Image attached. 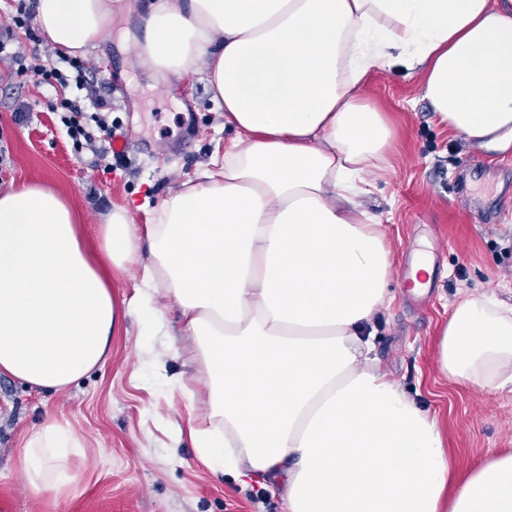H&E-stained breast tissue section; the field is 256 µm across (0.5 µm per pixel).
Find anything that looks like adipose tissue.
Masks as SVG:
<instances>
[{
	"mask_svg": "<svg viewBox=\"0 0 512 512\" xmlns=\"http://www.w3.org/2000/svg\"><path fill=\"white\" fill-rule=\"evenodd\" d=\"M49 44L86 53L111 37L112 0H37ZM136 63L203 74L236 136L152 210L94 238L39 183L0 189V375L61 391L105 358L130 312L159 321L166 287L198 336L210 410L192 431L216 473L259 476L287 512H512V453L454 478L431 417L371 356L392 298V252L360 202L364 172L394 147L365 95L373 69L403 68L440 124L512 152V0H154ZM147 239L144 286L117 301L112 270ZM440 372L512 386V305L466 296L437 347ZM81 440L49 421L27 433L29 487H76Z\"/></svg>",
	"mask_w": 512,
	"mask_h": 512,
	"instance_id": "ef3b65f1",
	"label": "adipose tissue"
}]
</instances>
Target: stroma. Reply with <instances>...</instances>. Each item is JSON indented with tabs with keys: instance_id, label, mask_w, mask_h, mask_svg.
Here are the masks:
<instances>
[{
	"instance_id": "stroma-1",
	"label": "stroma",
	"mask_w": 512,
	"mask_h": 512,
	"mask_svg": "<svg viewBox=\"0 0 512 512\" xmlns=\"http://www.w3.org/2000/svg\"><path fill=\"white\" fill-rule=\"evenodd\" d=\"M112 40L90 50L95 68L84 86L60 90L17 76L12 53L70 72L66 57L40 30L15 29L0 53V185L39 182L69 200L87 231L125 208L131 223L201 173L235 132L201 76L188 75L176 96L132 67L125 31L150 0H124ZM395 131L385 170L369 176L360 201L380 215L396 272L392 305L374 323L379 366L435 414L457 473L512 451V391L475 389L436 366L443 324L456 302L492 293L512 304V154L468 145L437 124L415 78L377 70L366 88ZM71 99L76 109L60 106ZM107 107H99V99ZM128 135L124 156L110 153L97 120ZM80 125L83 136L72 132ZM433 260L432 285L420 296L404 283L416 252ZM163 331L130 315L114 334L107 359L72 387L38 391L0 376V512H283L282 491L230 473H213L197 456L191 431L207 408L206 370L195 357L173 300L162 302ZM192 387L188 408L177 382ZM82 438L69 459L79 489L28 488L20 471L22 436L47 419Z\"/></svg>"
}]
</instances>
